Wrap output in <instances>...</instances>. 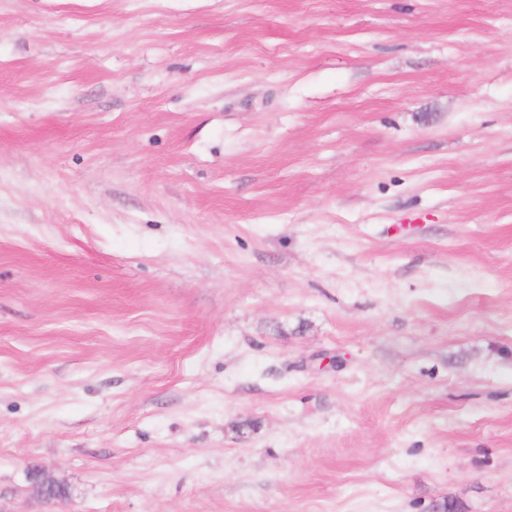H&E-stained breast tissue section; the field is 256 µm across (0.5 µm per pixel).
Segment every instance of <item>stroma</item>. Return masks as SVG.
I'll list each match as a JSON object with an SVG mask.
<instances>
[{
  "mask_svg": "<svg viewBox=\"0 0 512 512\" xmlns=\"http://www.w3.org/2000/svg\"><path fill=\"white\" fill-rule=\"evenodd\" d=\"M0 512H512V0H0Z\"/></svg>",
  "mask_w": 512,
  "mask_h": 512,
  "instance_id": "obj_1",
  "label": "stroma"
}]
</instances>
